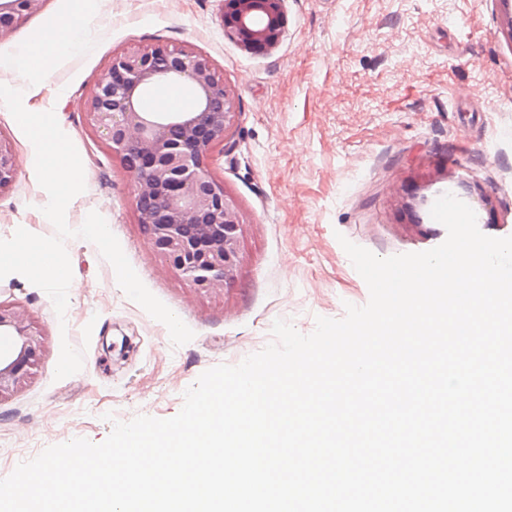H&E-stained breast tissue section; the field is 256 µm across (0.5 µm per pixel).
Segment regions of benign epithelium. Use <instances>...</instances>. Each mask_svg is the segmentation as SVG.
I'll use <instances>...</instances> for the list:
<instances>
[{"mask_svg": "<svg viewBox=\"0 0 512 512\" xmlns=\"http://www.w3.org/2000/svg\"><path fill=\"white\" fill-rule=\"evenodd\" d=\"M43 0H0V40ZM224 35L245 52L275 49L288 23L286 0H224ZM183 83L188 111L144 104L150 90ZM234 94L211 60L191 48L157 45L126 51L86 94L85 122L132 175L139 224L149 244L198 291L228 286L240 263L246 224L224 182L210 173L215 149L236 116ZM17 174L12 143L0 136V192ZM0 399L30 374L43 349L27 312L0 303Z\"/></svg>", "mask_w": 512, "mask_h": 512, "instance_id": "obj_1", "label": "benign epithelium"}]
</instances>
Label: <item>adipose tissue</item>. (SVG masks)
<instances>
[{
  "label": "adipose tissue",
  "mask_w": 512,
  "mask_h": 512,
  "mask_svg": "<svg viewBox=\"0 0 512 512\" xmlns=\"http://www.w3.org/2000/svg\"><path fill=\"white\" fill-rule=\"evenodd\" d=\"M93 43L88 25L64 20L44 28L35 39L26 42L18 54L7 59L6 65L34 83L42 84L51 79L61 56L87 52Z\"/></svg>",
  "instance_id": "obj_1"
}]
</instances>
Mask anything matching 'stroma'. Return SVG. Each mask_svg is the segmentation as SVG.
<instances>
[{"mask_svg":"<svg viewBox=\"0 0 512 512\" xmlns=\"http://www.w3.org/2000/svg\"><path fill=\"white\" fill-rule=\"evenodd\" d=\"M75 8L45 0L0 41V58ZM286 11L279 47L249 54L224 34V0H91L92 49L61 57L48 84L0 67V84L22 90L27 110L54 111L81 157L85 190L68 225L101 214L141 281L194 333L173 347L81 238L65 242L79 284L65 319L22 275L0 279V302L24 306L44 335L25 384L0 399V478L48 446L104 441L113 421L175 416L204 371L263 349L275 320L308 334L316 317L366 304L340 238L380 257L430 250L447 236L430 216L447 192L475 211L482 233L512 236V0H287ZM158 44L208 56L235 96L211 172L246 233L234 282L216 293L195 290L151 247L130 174L83 120L85 92L113 56ZM0 133L18 156L15 183L0 194V239L20 227L54 235L33 145L2 105ZM65 340L85 347L84 366L58 380Z\"/></svg>","mask_w":512,"mask_h":512,"instance_id":"35a3bbf8","label":"stroma"}]
</instances>
